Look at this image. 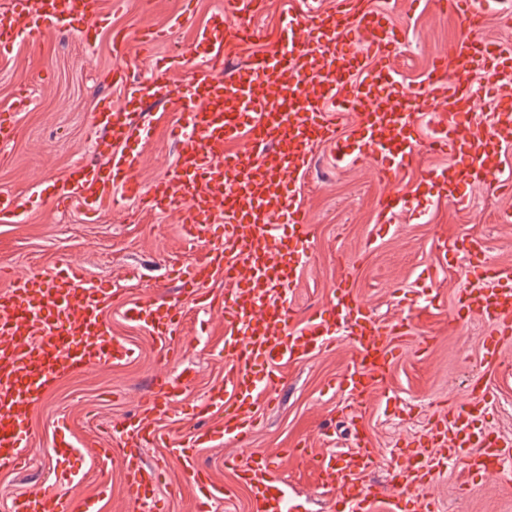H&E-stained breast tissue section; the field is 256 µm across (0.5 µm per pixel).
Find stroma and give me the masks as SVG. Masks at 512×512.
Returning a JSON list of instances; mask_svg holds the SVG:
<instances>
[{"label": "stroma", "instance_id": "35a3bbf8", "mask_svg": "<svg viewBox=\"0 0 512 512\" xmlns=\"http://www.w3.org/2000/svg\"><path fill=\"white\" fill-rule=\"evenodd\" d=\"M375 2L407 30L396 60L404 82H421L430 60L459 35L456 18L437 9L421 11L412 0ZM219 13L225 26L236 24V16L225 10V0H195L190 7L184 0H125L121 10H106L108 26L95 43H86L79 32L52 27L0 58V111L11 107L18 86H26L32 98L29 108L17 115L18 138L0 151V190L27 202L21 222L0 223V268L27 272L51 268L69 257L79 259L90 281L111 285L114 305L107 319L112 333L137 350L131 364L61 378L33 407L29 467L15 473L0 469V512H11L16 498L41 489L92 501L97 512H137L125 494L120 451H113L104 470L89 456L72 457L80 478L67 484L58 479L55 445L64 436L81 446L105 424L122 429L153 391L155 377L174 381L179 395L177 407L157 423L162 434L185 436L210 420L197 407L209 388L224 380L220 309L198 312L190 299H181L188 343L177 365L166 364L158 341L124 317L125 309L140 301L179 299L171 262L177 258L188 264L193 255L184 248L177 213L151 212L125 200L103 208L91 220L79 205L56 207L51 193L76 158L95 160L99 133L94 114L102 99H111L115 110L125 107L123 89L113 76L111 29L133 35L149 23L163 31L159 42L141 44L131 38L125 49L128 73L144 80L163 60L190 51L197 30ZM192 66L188 60L171 70L169 97H150L139 106L150 113L154 133L131 143L128 150L137 158V175L144 184L164 177L177 161L180 145L172 128L183 111L180 96ZM330 153L329 147L317 146L309 171L299 180L310 217L311 246L297 271L294 320L304 323L346 278L380 322L416 308L414 334L401 344L377 394L362 404L337 385L356 351L351 336H340L332 350L281 366L267 392L275 406L256 426L249 448L228 443L200 452V464L228 489L227 498L215 502L212 512H249L248 491L225 470L224 460L251 452L278 457L277 474L288 484L299 512H331L332 496L307 459L284 462L280 455L305 439L316 452L343 454L352 448L358 427L381 457L367 481L390 492L391 466L409 453L423 451L430 424L468 399L483 378L493 393L484 410L485 425L512 442V341L501 346L496 371L488 372L482 346L485 324L475 316L456 321L449 317L461 289L469 284L471 267L467 253L453 250L454 242L481 238L490 260L512 273V223L500 220L512 212V194L492 184H475L465 188L462 205L434 191L416 195L421 171L449 163L448 157L424 150L388 188L409 200L410 207L390 216V230L379 236V200L388 189L366 165L331 166ZM141 453L149 465L167 471L165 483L156 490L162 512H197L196 492L169 459L167 448L148 446ZM422 492L442 512H512V484L501 475L486 474L468 490L463 471L445 461Z\"/></svg>", "mask_w": 512, "mask_h": 512}]
</instances>
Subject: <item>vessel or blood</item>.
<instances>
[{
	"mask_svg": "<svg viewBox=\"0 0 512 512\" xmlns=\"http://www.w3.org/2000/svg\"><path fill=\"white\" fill-rule=\"evenodd\" d=\"M453 13L466 35L436 58L428 77L404 86L391 56L402 43L403 28L390 22L368 0H336L335 12L321 11L308 0L305 16L283 17L273 46L248 56L244 66L226 61L229 44L255 40L252 16L261 0H228L240 18L232 32L217 21L200 29L193 51L200 62L191 71L187 110L177 136L181 150L163 178L146 185L136 174L131 141L150 137L152 123L132 122L129 108L144 97L167 92L163 75L142 81L115 66L125 86L126 109L104 103L97 121L110 131L98 145L100 166L80 161L56 191V203L80 204L96 213L106 202L134 199L145 208L177 211L185 242L199 249L195 262L177 265L180 292L200 309L213 301L206 288L214 275L226 286L224 381L214 386L200 409L217 415L216 426L167 442L169 457L199 490L198 512H211L226 495L197 463L201 448L226 441L248 447L261 412L273 402L261 397L276 366L298 363L336 344V326L348 327L357 347L339 379L341 390L364 400L377 393L397 357L395 343L413 331L405 316L383 324L371 307L341 281L335 298L295 327L291 303L298 260L309 240L308 213L298 177L307 171L313 149L335 146L339 161L364 164L378 180L393 183L416 160L422 147L418 124L430 117V144L448 153V167L425 173L421 182L441 186L449 200H464L461 184L498 182L500 166L488 151L498 148L503 132L512 131V96L503 94V78L512 76V45L487 44L480 36L490 0H437ZM101 0H5L0 5V55L11 54L22 39H36L52 26H74L91 33L103 23ZM479 79L482 99L468 86ZM359 118V128L340 137L344 113ZM24 201L0 191V222L20 221ZM473 264L471 285L460 296L456 315L475 314L487 326L484 347L496 354L512 339V275L491 262L480 240L463 246ZM114 295L108 283L89 284L83 266L66 260L44 270L12 275L0 290V467L16 470L26 461L27 425L33 406L59 379L135 358L132 344L113 336L105 317ZM162 341L166 361H176L186 313L180 302L148 300L125 311ZM490 390L475 393L434 425L431 444L443 447L449 460L463 464L472 477L497 473L512 477V446L473 432L475 413ZM176 387L159 379L120 433L125 488L141 512H157L155 491L161 471L149 467L140 450L163 441L156 422L171 411ZM352 452L334 456L309 453L305 443L291 448L309 455L310 465L343 512H437V503L421 488L437 467L433 458H408L392 476V492L372 489L367 473L379 463L371 440L354 439ZM228 464L250 490L253 512H291L288 486L275 474L269 457L253 454ZM12 512H94L87 501L45 492L16 499Z\"/></svg>",
	"mask_w": 512,
	"mask_h": 512,
	"instance_id": "1",
	"label": "vessel or blood"
}]
</instances>
